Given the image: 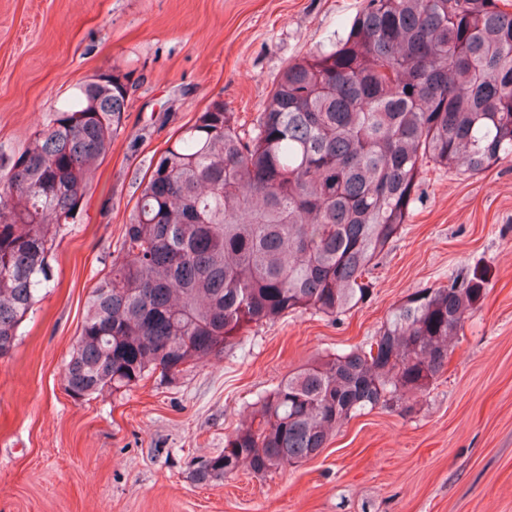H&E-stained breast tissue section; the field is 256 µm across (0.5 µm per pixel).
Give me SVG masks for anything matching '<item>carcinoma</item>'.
Here are the masks:
<instances>
[{
    "instance_id": "1",
    "label": "carcinoma",
    "mask_w": 512,
    "mask_h": 512,
    "mask_svg": "<svg viewBox=\"0 0 512 512\" xmlns=\"http://www.w3.org/2000/svg\"><path fill=\"white\" fill-rule=\"evenodd\" d=\"M112 79L79 84L0 172V350L49 287L57 238L122 128L127 76ZM510 155L512 13L367 0L342 36L288 63L249 128L215 100L153 153L66 391L173 376L291 312L338 316L368 294L428 167L475 174ZM486 290L477 265L396 307L369 343L288 374L196 480L311 459L351 418L429 388Z\"/></svg>"
}]
</instances>
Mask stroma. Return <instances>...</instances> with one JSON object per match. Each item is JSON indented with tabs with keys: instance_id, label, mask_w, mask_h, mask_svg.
I'll return each instance as SVG.
<instances>
[{
	"instance_id": "stroma-1",
	"label": "stroma",
	"mask_w": 512,
	"mask_h": 512,
	"mask_svg": "<svg viewBox=\"0 0 512 512\" xmlns=\"http://www.w3.org/2000/svg\"><path fill=\"white\" fill-rule=\"evenodd\" d=\"M366 0H0V166L88 76L128 75V105L52 280L0 359V512H512V158L433 169L367 298L251 328L171 379L76 399L64 370L85 300L117 254L156 149L212 101L249 122L284 67L342 33ZM142 142H135L136 134ZM487 295L408 409L352 418L316 457L201 484L260 394L368 341L414 293L474 264Z\"/></svg>"
}]
</instances>
